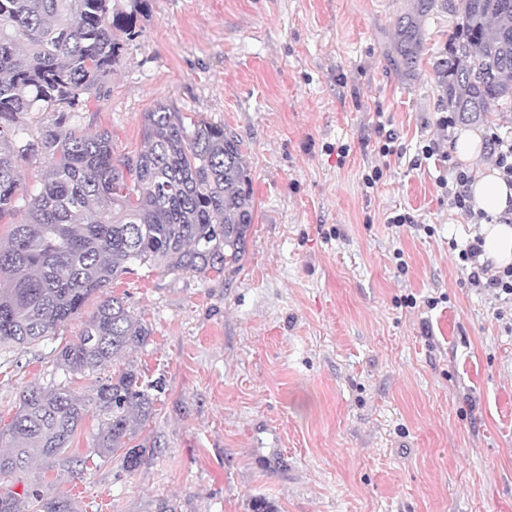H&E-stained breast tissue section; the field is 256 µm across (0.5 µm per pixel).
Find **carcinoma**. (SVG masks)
<instances>
[{"label": "carcinoma", "mask_w": 512, "mask_h": 512, "mask_svg": "<svg viewBox=\"0 0 512 512\" xmlns=\"http://www.w3.org/2000/svg\"><path fill=\"white\" fill-rule=\"evenodd\" d=\"M110 0H0V218L19 209L17 169L34 155L46 161L42 187L25 218L0 244V342L29 344L77 314L89 296L141 265L164 273L222 277L239 269L255 203L242 143L224 126L186 120L159 102L143 113L145 150L112 155L106 131L87 134L73 120L102 91L121 60L118 34L135 33L137 11ZM462 40L442 69L448 102L461 119L482 117L512 97V0H460ZM404 55L421 49L417 26L398 30ZM56 112L29 128L33 112ZM151 330L118 297H107L84 330L59 351L67 371H95L143 347ZM153 384L133 363L84 397L33 386L0 432V475L36 459L64 458L89 406L102 414L91 454L123 451L132 474L150 449L134 443L154 412ZM0 512H73L70 499L27 485L0 494Z\"/></svg>", "instance_id": "obj_1"}]
</instances>
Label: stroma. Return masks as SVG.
I'll return each mask as SVG.
<instances>
[{
    "label": "stroma",
    "mask_w": 512,
    "mask_h": 512,
    "mask_svg": "<svg viewBox=\"0 0 512 512\" xmlns=\"http://www.w3.org/2000/svg\"><path fill=\"white\" fill-rule=\"evenodd\" d=\"M459 0H146L136 33L79 128L144 147L141 115L163 102L243 144L255 202L240 268L223 278L140 268L90 296L54 335L0 344V430L23 392L91 394L121 370L57 362L103 297L126 298L152 333L130 358L159 382L135 473L90 458L89 413L69 455L0 490L39 484L75 512H512L511 306L472 287L455 250L478 233L448 204L464 123L438 69L461 33ZM415 16L416 64L398 50ZM389 113L405 157H382ZM434 158L412 168L423 146ZM382 166L373 189L363 177ZM410 224L388 226L392 212ZM417 300L408 307L406 296ZM439 300L435 308L427 297Z\"/></svg>",
    "instance_id": "stroma-1"
}]
</instances>
